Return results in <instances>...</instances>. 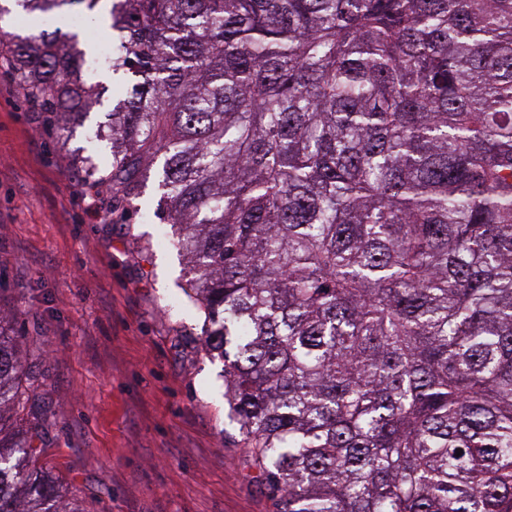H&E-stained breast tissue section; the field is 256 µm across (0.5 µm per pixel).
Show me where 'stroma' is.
<instances>
[{
  "label": "stroma",
  "mask_w": 512,
  "mask_h": 512,
  "mask_svg": "<svg viewBox=\"0 0 512 512\" xmlns=\"http://www.w3.org/2000/svg\"><path fill=\"white\" fill-rule=\"evenodd\" d=\"M157 186L147 170L133 224L109 222L0 74V309L19 314L39 378L40 446L83 512H277L227 416L183 260L155 240Z\"/></svg>",
  "instance_id": "obj_1"
}]
</instances>
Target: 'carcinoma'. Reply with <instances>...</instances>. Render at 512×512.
I'll list each match as a JSON object with an SVG mask.
<instances>
[{
	"instance_id": "cac0c4a2",
	"label": "carcinoma",
	"mask_w": 512,
	"mask_h": 512,
	"mask_svg": "<svg viewBox=\"0 0 512 512\" xmlns=\"http://www.w3.org/2000/svg\"><path fill=\"white\" fill-rule=\"evenodd\" d=\"M29 15L101 0H16ZM131 76L71 153L158 215L278 512H512V0H108ZM58 34L4 67L65 148L106 86ZM0 310V512H83ZM461 455H456V450Z\"/></svg>"
}]
</instances>
